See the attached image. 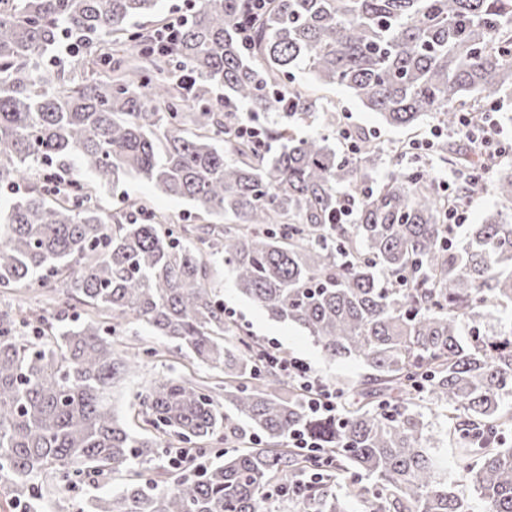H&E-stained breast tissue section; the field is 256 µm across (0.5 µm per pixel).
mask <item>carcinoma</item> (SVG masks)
Returning a JSON list of instances; mask_svg holds the SVG:
<instances>
[{"label":"carcinoma","mask_w":512,"mask_h":512,"mask_svg":"<svg viewBox=\"0 0 512 512\" xmlns=\"http://www.w3.org/2000/svg\"><path fill=\"white\" fill-rule=\"evenodd\" d=\"M158 0H0V288L51 282L61 330L43 311H0V478L35 485L125 476L91 512H262L268 484L292 481L313 458L288 447L296 429L324 438L327 477L298 500L304 512H473L448 489L437 449L454 444L460 477L486 512H512V172L496 167L499 206L463 239L442 245L454 195L429 170L394 171L371 186L381 149L354 135L341 157L323 135L264 128L263 150L232 134L224 98L260 116L304 120L324 107L293 70L346 88L395 127L485 111L512 89V0H271L250 50L237 29L249 0H204L173 39L131 21ZM194 72L193 89L180 79ZM213 87L224 97H210ZM437 160L482 156L441 142ZM147 180L222 224L141 222L148 201L111 212L99 189ZM346 184L357 207L338 217ZM221 255L237 290L269 318L301 327L343 378L341 417L313 418L307 395L240 336L208 283ZM133 318L224 373V402L175 378L139 395L137 417L189 446L233 438L248 422L257 444L218 465L175 475L143 465L164 449L120 420L112 387L140 369L117 348L113 321ZM435 406L430 428L417 400Z\"/></svg>","instance_id":"carcinoma-1"}]
</instances>
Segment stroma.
<instances>
[{"label": "stroma", "instance_id": "stroma-1", "mask_svg": "<svg viewBox=\"0 0 512 512\" xmlns=\"http://www.w3.org/2000/svg\"><path fill=\"white\" fill-rule=\"evenodd\" d=\"M296 80L324 105L338 104L341 111L348 114V122L353 128L376 137L385 153L384 159L371 172V179L376 184L390 172L387 154L394 146L403 141L422 138L437 125L436 119L429 116L417 129L393 128L385 125L378 114L364 107L343 87L322 84L307 72L297 73ZM135 196L148 199L151 212L166 215L171 222L177 224H211L215 221L214 216L194 210L187 201L167 196L154 184L141 179H127L116 190L104 187L99 199L103 207L117 211L123 208L127 198ZM209 283L211 287L217 288L225 305L235 309V334L254 337L264 344L276 341L281 351L304 359L329 384L343 377L363 373L364 367L359 362L352 359L329 360L321 347L299 328L269 318L264 311L237 292L230 270L220 262H212ZM120 332L128 344L156 349L157 354L144 367L128 374L113 387L111 404L119 418H131L137 408V392L145 390L153 380L170 376L194 382L211 376L206 366L186 357L176 342L156 335L141 324H123ZM123 483L122 477L114 476L96 484H84L75 492L56 489L33 499L32 505L36 512H75L77 501L111 496L119 492Z\"/></svg>", "mask_w": 512, "mask_h": 512}]
</instances>
